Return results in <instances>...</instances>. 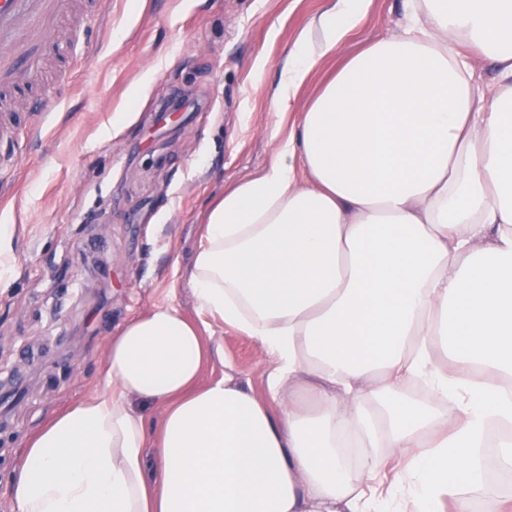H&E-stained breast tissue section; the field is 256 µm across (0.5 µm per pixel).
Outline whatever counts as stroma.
I'll list each match as a JSON object with an SVG mask.
<instances>
[{
  "label": "stroma",
  "instance_id": "obj_1",
  "mask_svg": "<svg viewBox=\"0 0 512 512\" xmlns=\"http://www.w3.org/2000/svg\"><path fill=\"white\" fill-rule=\"evenodd\" d=\"M328 0H74L105 10L85 55L44 59L41 78L7 94L5 111L39 129L24 146L0 139V244L10 270L0 288V512L24 437L99 391L106 346L129 320L172 303L209 328L204 380L232 364L259 399L274 360L254 339L201 312L190 286L209 207L267 165L271 102L281 65ZM404 0H371L359 26L324 57L302 90L306 103L343 60L392 35ZM148 96L135 97L143 78ZM188 99L173 115L170 97ZM50 99L48 112L37 105ZM135 118L120 132L112 115Z\"/></svg>",
  "mask_w": 512,
  "mask_h": 512
}]
</instances>
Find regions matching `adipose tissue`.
Wrapping results in <instances>:
<instances>
[{"mask_svg": "<svg viewBox=\"0 0 512 512\" xmlns=\"http://www.w3.org/2000/svg\"><path fill=\"white\" fill-rule=\"evenodd\" d=\"M366 2L333 0L295 42L272 159L193 256L199 309L274 357L267 401L229 363L202 382L209 337L156 305L110 340L102 391L28 437L15 512H471L476 443L512 423V0H405L397 35L298 105ZM350 436L394 456L351 464ZM470 56L474 82L481 87L492 85L497 77L493 63L476 52Z\"/></svg>", "mask_w": 512, "mask_h": 512, "instance_id": "1", "label": "adipose tissue"}]
</instances>
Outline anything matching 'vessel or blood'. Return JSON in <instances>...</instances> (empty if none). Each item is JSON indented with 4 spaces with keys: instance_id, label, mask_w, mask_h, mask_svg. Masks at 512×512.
I'll return each instance as SVG.
<instances>
[{
    "instance_id": "vessel-or-blood-1",
    "label": "vessel or blood",
    "mask_w": 512,
    "mask_h": 512,
    "mask_svg": "<svg viewBox=\"0 0 512 512\" xmlns=\"http://www.w3.org/2000/svg\"><path fill=\"white\" fill-rule=\"evenodd\" d=\"M71 9L70 0H0V86L38 75L45 39Z\"/></svg>"
}]
</instances>
